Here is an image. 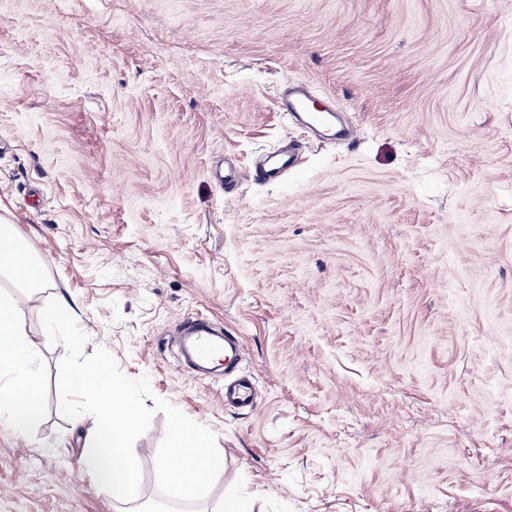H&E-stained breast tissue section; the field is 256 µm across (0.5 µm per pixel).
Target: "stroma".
<instances>
[{"label":"stroma","mask_w":512,"mask_h":512,"mask_svg":"<svg viewBox=\"0 0 512 512\" xmlns=\"http://www.w3.org/2000/svg\"><path fill=\"white\" fill-rule=\"evenodd\" d=\"M291 80L356 139L284 120ZM288 141L280 179L215 180ZM0 220L49 260L0 512L117 509L59 409L58 293L84 355L214 432L181 512H512V0H0ZM192 316L242 338L254 410L180 365ZM164 433L134 445L144 502Z\"/></svg>","instance_id":"obj_1"}]
</instances>
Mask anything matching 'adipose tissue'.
Here are the masks:
<instances>
[{
  "label": "adipose tissue",
  "instance_id": "ef3b65f1",
  "mask_svg": "<svg viewBox=\"0 0 512 512\" xmlns=\"http://www.w3.org/2000/svg\"><path fill=\"white\" fill-rule=\"evenodd\" d=\"M0 277L16 287L45 288L44 261L11 224L0 225ZM36 352L24 316L12 298L0 295V421L14 432H28L40 419L39 388L32 376Z\"/></svg>",
  "mask_w": 512,
  "mask_h": 512
}]
</instances>
